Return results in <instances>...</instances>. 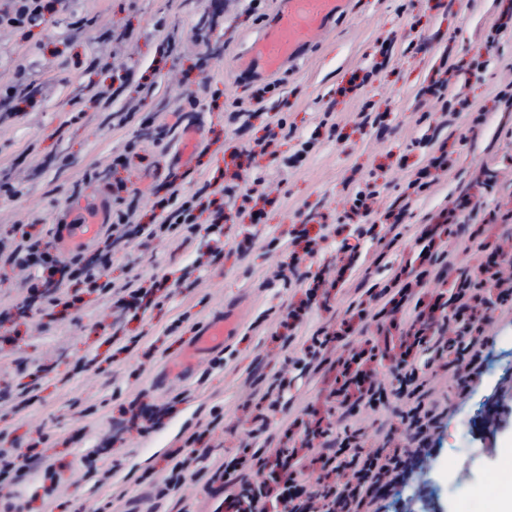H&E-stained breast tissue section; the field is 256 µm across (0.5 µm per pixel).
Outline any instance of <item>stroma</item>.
Listing matches in <instances>:
<instances>
[{"label":"stroma","mask_w":512,"mask_h":512,"mask_svg":"<svg viewBox=\"0 0 512 512\" xmlns=\"http://www.w3.org/2000/svg\"><path fill=\"white\" fill-rule=\"evenodd\" d=\"M512 0H352L300 61L271 77L263 101L253 93L263 81L238 73L235 54L263 27L271 0L254 11L250 0H69L33 29L0 24V239L13 225L54 231L88 208L133 204L137 221L154 220L156 189L178 175L182 196L201 183L222 180L238 193L259 189L253 212L233 210L224 225V252L211 258L206 225L190 244L131 239L120 244L107 277L167 282L160 305L126 317L113 330L109 298L83 296L52 314L26 309L24 275L0 266V306L18 312L0 323V448H23L45 437L56 464L55 490L45 496L40 475L0 488V512H99L111 490L86 476L80 459L98 453L103 468L124 483L134 512H214L220 501L211 469L199 465L175 497H158L141 482L148 470L165 474L170 454L182 446L199 418L218 414L204 439L213 456L256 449L251 479L269 467L264 435L251 434L255 405L275 377L287 380L271 431L308 405L324 408L332 374L301 368L303 339L345 316L342 290L318 297L307 310L297 340L279 319L288 303L304 297L306 281L273 278L290 260L301 227H330L326 241L306 256L307 277L336 276L342 240L359 243L343 288L383 285L392 270L414 257L417 228L434 223L450 198L469 190L463 216L489 241L512 238V108L496 94L512 85ZM450 67L449 101L427 94L439 69ZM30 86L24 101L8 87ZM152 86L144 95L142 86ZM468 99L482 108L459 109ZM379 112L383 130L360 125V112ZM284 119L290 134L277 158L250 155L266 123ZM314 146L301 164L292 155L304 141ZM133 152H126L129 142ZM447 145L454 164L430 192L413 197L389 249L378 239L391 205L409 192L410 172L424 154ZM127 154L126 164L115 158ZM489 180V188L478 183ZM379 185L372 229L358 234L344 222L350 196L365 183ZM256 209V210H257ZM238 321L224 347V364L203 359L188 377L177 367L205 326L224 311ZM180 335H165L178 316ZM493 344L481 373L461 391L454 368L439 369L457 409L443 419L415 480L381 499L380 512H488L483 493L500 473L512 441V323L491 317ZM38 381L35 399L17 407L7 396ZM166 408L161 427L148 436L124 430L132 401ZM361 429L365 449L407 447L409 434L393 404L363 407L347 417Z\"/></svg>","instance_id":"1"}]
</instances>
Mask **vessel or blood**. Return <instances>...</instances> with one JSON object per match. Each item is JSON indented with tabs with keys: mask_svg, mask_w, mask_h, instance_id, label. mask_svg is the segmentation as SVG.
<instances>
[{
	"mask_svg": "<svg viewBox=\"0 0 512 512\" xmlns=\"http://www.w3.org/2000/svg\"><path fill=\"white\" fill-rule=\"evenodd\" d=\"M346 0H276L271 22L237 56V66L245 73L278 72L314 43L337 15ZM96 214H87L77 223L65 225L62 239L68 247L79 246L97 229ZM233 331L229 320L214 322L200 337L198 348L213 351L223 347Z\"/></svg>",
	"mask_w": 512,
	"mask_h": 512,
	"instance_id": "vessel-or-blood-1",
	"label": "vessel or blood"
}]
</instances>
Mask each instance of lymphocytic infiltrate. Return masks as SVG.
<instances>
[{
    "label": "lymphocytic infiltrate",
    "instance_id": "1",
    "mask_svg": "<svg viewBox=\"0 0 512 512\" xmlns=\"http://www.w3.org/2000/svg\"><path fill=\"white\" fill-rule=\"evenodd\" d=\"M208 187H201L191 197L179 194L176 184H169L167 194L157 203V223L139 226L138 232L149 239L182 237L190 241L201 218H209L214 234H221L225 214L213 207ZM456 209L442 211L432 229H421L416 236L420 246L412 264L394 273L388 283L374 295L385 301L390 314L408 318L409 328L399 345L370 342L354 347L337 359H329L333 343L351 335L354 322H365L372 315L373 302H366L358 289L345 292L348 319L339 328H320L310 336L303 349L305 364L329 366L334 374L329 390L328 409L324 417L306 421L295 417L283 431L287 438H299V446L273 448L269 451L270 474L260 486H253L246 475L251 455L242 448L230 459L211 458L209 449L201 445V432H193L185 441L186 451H174L170 457L169 476L158 488L166 496L178 489L194 463L210 459L213 480H221L235 488L220 502L222 512H374L378 490L390 487L397 479H410L429 455L428 448H376L350 452L349 438H342L339 449H332L335 429L333 417L346 405H376L386 394V384L379 379L377 368L390 362L397 373L399 386L396 399L405 407L406 418L418 433L437 428L448 412V404L436 398L439 385L431 368L435 362L451 359L468 384L480 373L478 359L488 340L483 335L485 313L499 310L512 316V279L503 278L497 267L495 252L489 251L478 235L459 236ZM475 258L476 279L455 285L450 292L429 291L430 283L442 281L459 255ZM0 263L27 270V288L40 306L52 310L63 305L57 284L78 278L88 294L111 296L113 305L127 314L151 305L154 287L131 279L117 285L106 280L105 270L95 262L74 268L62 259L54 241L28 231L26 225H15L11 247L0 252ZM455 313H448V306ZM455 325L456 337L446 336L448 325ZM319 467L317 483H309L307 471ZM45 467L43 456L34 448H0V484L12 482Z\"/></svg>",
    "mask_w": 512,
    "mask_h": 512
}]
</instances>
